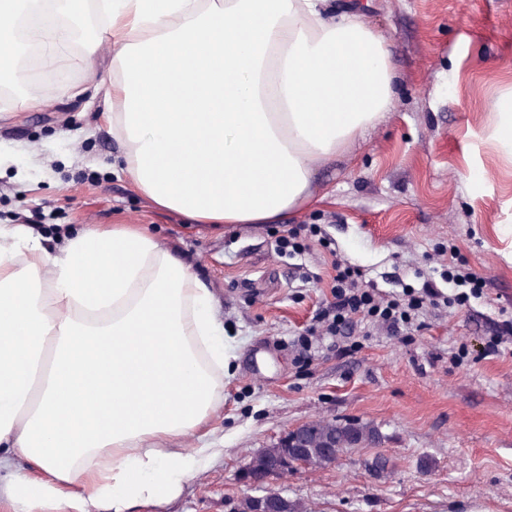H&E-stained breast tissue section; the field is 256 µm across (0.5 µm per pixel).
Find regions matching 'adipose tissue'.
<instances>
[{
  "label": "adipose tissue",
  "mask_w": 512,
  "mask_h": 512,
  "mask_svg": "<svg viewBox=\"0 0 512 512\" xmlns=\"http://www.w3.org/2000/svg\"><path fill=\"white\" fill-rule=\"evenodd\" d=\"M0 0V85L29 20L56 69L112 46L107 121L121 170L194 224H275L318 162L387 111L383 43L327 0ZM212 293L143 227L88 226L47 250L0 242V512H131L170 502L214 454L185 447L224 403Z\"/></svg>",
  "instance_id": "1"
}]
</instances>
